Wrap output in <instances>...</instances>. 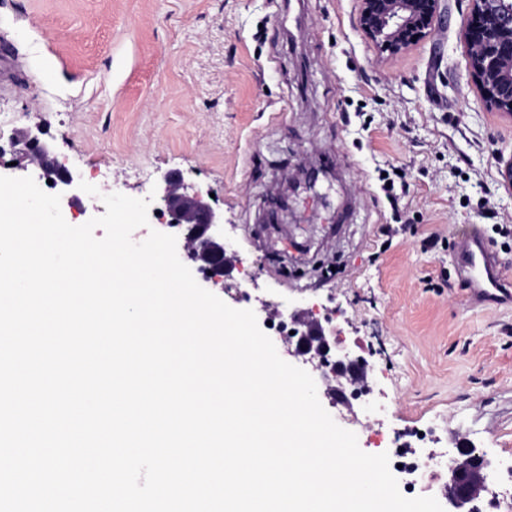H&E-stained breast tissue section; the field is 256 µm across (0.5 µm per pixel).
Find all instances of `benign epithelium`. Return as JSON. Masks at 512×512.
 I'll return each instance as SVG.
<instances>
[{
	"instance_id": "obj_1",
	"label": "benign epithelium",
	"mask_w": 512,
	"mask_h": 512,
	"mask_svg": "<svg viewBox=\"0 0 512 512\" xmlns=\"http://www.w3.org/2000/svg\"><path fill=\"white\" fill-rule=\"evenodd\" d=\"M445 0H359L358 28L381 53L400 54L430 38L446 12ZM469 21L461 33L466 49L468 74L477 94L489 112L512 116V0H468ZM10 152L18 162L27 161L40 170L39 178L52 180L49 189L61 195V207H73L84 194L80 180L61 167L53 146L40 127L21 128L9 138ZM316 176L303 171L293 177L281 193L280 207L288 208L290 197L299 190L315 187ZM158 207L152 216L178 231L182 249L203 279L224 284L233 266L224 240V212L214 207L201 192L185 191L177 174H167L155 187ZM310 310L296 307L287 317L299 336L296 353L318 359V368L328 367L329 336L321 323L309 331L304 315ZM350 366L355 375L367 376L368 362L350 358L336 349V367ZM486 475L485 460L478 454L455 459L448 466L444 495L454 512H472L470 504L485 489L476 481L474 470Z\"/></svg>"
}]
</instances>
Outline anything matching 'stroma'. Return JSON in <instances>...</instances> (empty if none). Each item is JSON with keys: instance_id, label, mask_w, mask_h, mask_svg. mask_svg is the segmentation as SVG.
Masks as SVG:
<instances>
[{"instance_id": "1", "label": "stroma", "mask_w": 512, "mask_h": 512, "mask_svg": "<svg viewBox=\"0 0 512 512\" xmlns=\"http://www.w3.org/2000/svg\"><path fill=\"white\" fill-rule=\"evenodd\" d=\"M433 36L380 57L358 0H0V42L19 65L0 84V135L39 126L60 166L98 187L63 211L105 213L102 194L145 199L164 175L212 194L236 253L237 309L262 301L332 313L337 343L365 358L374 401L322 398L364 452L430 428L416 452L466 445L512 469V298L477 299L457 268L473 230L512 288V118L486 111L447 0ZM316 187L269 211L288 177ZM407 174L391 205L380 173ZM385 224L402 231L382 239ZM437 236L427 249L423 241Z\"/></svg>"}]
</instances>
